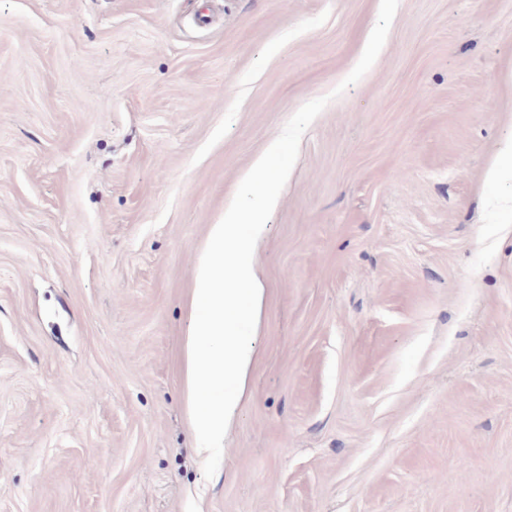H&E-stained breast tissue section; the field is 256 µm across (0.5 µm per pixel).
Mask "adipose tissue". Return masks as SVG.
<instances>
[{"label":"adipose tissue","mask_w":512,"mask_h":512,"mask_svg":"<svg viewBox=\"0 0 512 512\" xmlns=\"http://www.w3.org/2000/svg\"><path fill=\"white\" fill-rule=\"evenodd\" d=\"M285 141L273 140L253 162L241 184V202L229 205L210 225L207 245L197 261L184 340L187 410L198 455L224 451V424L235 413L255 351L243 328L257 311L262 290L253 269L252 245L275 204L258 188L282 177L276 166Z\"/></svg>","instance_id":"obj_1"}]
</instances>
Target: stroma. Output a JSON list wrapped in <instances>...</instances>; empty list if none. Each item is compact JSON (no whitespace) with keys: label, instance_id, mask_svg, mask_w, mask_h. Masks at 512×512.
<instances>
[{"label":"stroma","instance_id":"35a3bbf8","mask_svg":"<svg viewBox=\"0 0 512 512\" xmlns=\"http://www.w3.org/2000/svg\"><path fill=\"white\" fill-rule=\"evenodd\" d=\"M284 134L205 462L194 267ZM509 140L512 0H0V512H512Z\"/></svg>","mask_w":512,"mask_h":512}]
</instances>
